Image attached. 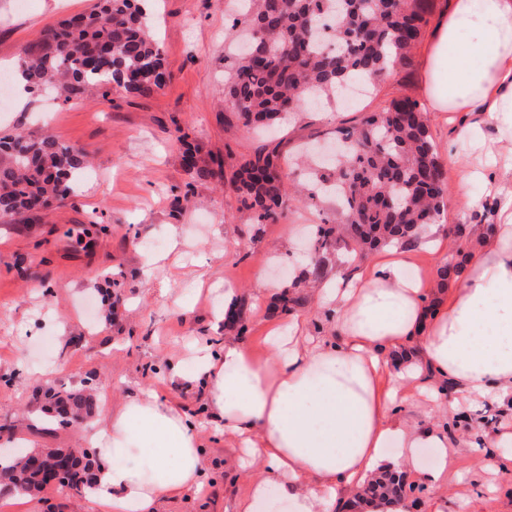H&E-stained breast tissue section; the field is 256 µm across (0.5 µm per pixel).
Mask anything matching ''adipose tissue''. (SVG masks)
<instances>
[{"mask_svg": "<svg viewBox=\"0 0 512 512\" xmlns=\"http://www.w3.org/2000/svg\"><path fill=\"white\" fill-rule=\"evenodd\" d=\"M421 90L429 111H477L512 132V0H451L426 45ZM492 198L495 233L440 309L428 310L431 284L409 274L406 245L345 287L321 286L333 335H311L295 318L270 326L266 358L234 340L202 352L195 379L213 420L239 443L241 469L263 467L236 512H260L275 496L291 512H334L337 498L394 469L440 486L453 466L447 430L411 429L398 407L415 396L440 405L445 382L456 392L440 405L448 416L464 401H512V181ZM92 439L100 512H146L203 486L193 426L152 393L113 409ZM423 448L434 451L432 469L418 467ZM113 455L125 464H110Z\"/></svg>", "mask_w": 512, "mask_h": 512, "instance_id": "obj_1", "label": "adipose tissue"}]
</instances>
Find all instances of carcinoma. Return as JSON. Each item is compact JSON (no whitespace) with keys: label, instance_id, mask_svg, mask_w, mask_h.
<instances>
[{"label":"carcinoma","instance_id":"obj_1","mask_svg":"<svg viewBox=\"0 0 512 512\" xmlns=\"http://www.w3.org/2000/svg\"><path fill=\"white\" fill-rule=\"evenodd\" d=\"M142 0H96L92 8L47 28L20 58L30 90L48 91L75 102L95 90L148 96L166 77L160 48L148 24ZM232 27L255 31L247 51H224L225 105L245 128L285 121L306 111L310 101L330 96L344 84L372 80L412 63L414 49L428 23L432 0H246ZM336 136L345 143L338 163L314 174L300 190L301 199L317 203L330 187L343 223L315 225L305 277H321L340 250L364 257L381 246L414 241L419 229L436 223L444 212L447 181L435 136L421 104L401 96L382 111L362 117ZM185 165L199 179L216 176L197 165L195 150L183 144ZM279 145H266L241 158L224 184L236 195L238 211L254 224H272L282 216L287 194ZM87 167L83 148L52 136L17 134L0 139V216H37L75 191L74 174ZM467 244L459 242L437 269V288L465 278ZM300 281L276 294L274 310L289 314L303 306ZM245 301L224 317V330L246 333ZM65 424L94 414L93 399L81 393L53 394ZM32 451L0 459V498L21 490L38 496L49 484L28 464ZM68 470L58 486L87 496L97 464L95 450L68 455ZM407 495L404 476L385 473L370 480L344 506H386Z\"/></svg>","mask_w":512,"mask_h":512}]
</instances>
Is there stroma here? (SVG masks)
Returning a JSON list of instances; mask_svg holds the SVG:
<instances>
[{"label": "stroma", "mask_w": 512, "mask_h": 512, "mask_svg": "<svg viewBox=\"0 0 512 512\" xmlns=\"http://www.w3.org/2000/svg\"><path fill=\"white\" fill-rule=\"evenodd\" d=\"M94 0H0V76L11 75L16 58L41 31L87 11ZM154 34L170 73L162 89L149 96L93 92L78 104L42 95L19 104L6 89L0 109V137L22 133L55 136L80 145L90 165L74 194L54 205L37 222L0 218V448L10 438L35 448H77L103 414L66 427L43 417L47 389L77 391L91 378L97 402L107 408L152 390L176 406L196 427L207 461L205 489L166 503L163 512H234L248 483L247 472L231 463L223 427L204 409L201 390L173 380L172 365L195 369L196 350L224 345V324L215 311L224 289L245 299L248 331L242 341L263 354V341L275 323L269 306L274 293L304 269L300 251L305 235L336 205L287 200L276 224H254L239 213L224 182L201 180L183 165L178 133L199 150L202 164L232 170L241 156L264 146V138L227 119L224 105V34L234 0H152ZM422 50L410 67L375 80L370 92L356 91L344 110L322 104L301 114L278 136L288 172L302 175L298 155L307 141L327 140L337 127L355 124L361 113L376 112L392 98L422 100ZM430 125L447 170L445 212L435 230L414 245V272L435 279L443 255L430 240L453 243L457 225H466L471 242L483 228V206L490 202L484 180L461 183L450 146L476 158L479 144L497 139V127L477 114L430 113ZM474 200L467 208L465 200ZM90 228L94 243L77 236ZM65 332H58L57 324ZM512 406L484 403L463 410L448 424L449 441H465L448 474L446 490L406 481L413 489L408 512H512ZM497 459L494 470L478 467L479 455ZM98 512L96 502L49 484L41 497L0 499V512Z\"/></svg>", "instance_id": "35a3bbf8"}]
</instances>
